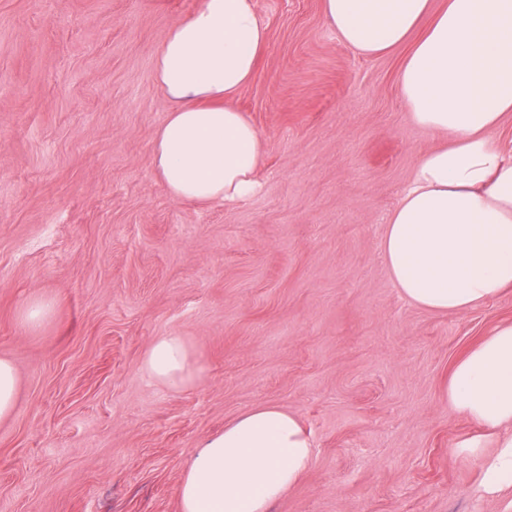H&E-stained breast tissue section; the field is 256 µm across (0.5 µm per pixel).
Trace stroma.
Segmentation results:
<instances>
[{
	"instance_id": "1",
	"label": "stroma",
	"mask_w": 512,
	"mask_h": 512,
	"mask_svg": "<svg viewBox=\"0 0 512 512\" xmlns=\"http://www.w3.org/2000/svg\"><path fill=\"white\" fill-rule=\"evenodd\" d=\"M199 0H0V512H180L205 437L258 404L315 442L272 512H512L453 454L476 425L448 410L454 362L503 322L512 288L466 313L392 285L384 219L437 144L398 89L402 52L364 57L322 0H255L268 31L234 105L266 140L260 189L201 206L151 165L170 103L153 77ZM54 304L25 330L26 297ZM203 368L149 384L157 336ZM19 375L14 363L0 358V421L10 419L16 410Z\"/></svg>"
}]
</instances>
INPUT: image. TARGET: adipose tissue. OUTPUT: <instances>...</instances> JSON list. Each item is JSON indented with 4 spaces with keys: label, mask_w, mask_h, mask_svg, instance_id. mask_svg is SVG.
Wrapping results in <instances>:
<instances>
[{
    "label": "adipose tissue",
    "mask_w": 512,
    "mask_h": 512,
    "mask_svg": "<svg viewBox=\"0 0 512 512\" xmlns=\"http://www.w3.org/2000/svg\"><path fill=\"white\" fill-rule=\"evenodd\" d=\"M358 53L405 50L399 92L414 122L440 136L416 161L384 224L381 252L400 295L433 312L475 309L512 287V161L492 137L512 112V0H323ZM267 42L255 0H201L173 23L153 62L171 103L152 146L168 195L233 203L259 188L265 140L233 101ZM144 375L180 390L200 366L185 336L147 348ZM448 407L479 426L455 456L480 464L479 495L512 490V323L452 366ZM493 442L494 453L484 451ZM315 443L298 415L259 404L205 438L177 489L181 512H271L309 468Z\"/></svg>",
    "instance_id": "ef3b65f1"
}]
</instances>
